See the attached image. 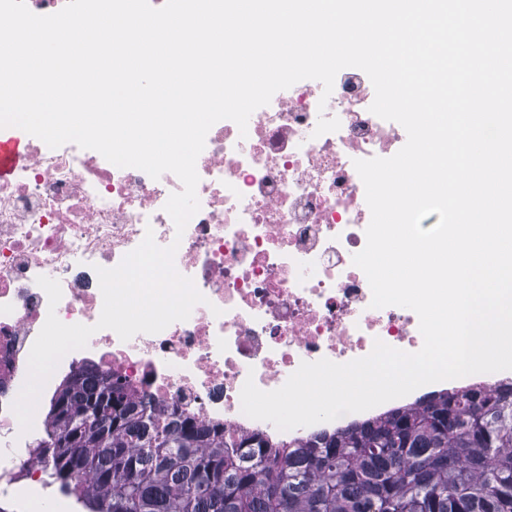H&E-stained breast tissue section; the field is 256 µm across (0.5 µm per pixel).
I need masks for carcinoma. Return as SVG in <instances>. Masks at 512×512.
I'll list each match as a JSON object with an SVG mask.
<instances>
[{
  "label": "carcinoma",
  "mask_w": 512,
  "mask_h": 512,
  "mask_svg": "<svg viewBox=\"0 0 512 512\" xmlns=\"http://www.w3.org/2000/svg\"><path fill=\"white\" fill-rule=\"evenodd\" d=\"M512 387H453L299 441L150 406L81 367L31 449L84 512H512Z\"/></svg>",
  "instance_id": "1"
}]
</instances>
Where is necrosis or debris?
I'll return each mask as SVG.
<instances>
[{"label": "necrosis or debris", "instance_id": "obj_1", "mask_svg": "<svg viewBox=\"0 0 512 512\" xmlns=\"http://www.w3.org/2000/svg\"><path fill=\"white\" fill-rule=\"evenodd\" d=\"M374 87L360 69H342L331 96L316 80L278 91L255 110L246 131L229 120L206 136L196 162L199 211L184 233L164 209L182 184L119 168L68 143L52 149L26 139L25 158L0 179V483L47 499L28 448L43 428L22 432L12 406L27 379L32 346L48 312L68 325H96L103 308L97 268L117 266L146 233L176 246L177 271L204 297L190 317L124 341L98 329L67 353L43 387L86 365L117 372L154 405L273 440L335 429L321 422L288 431L246 416V379L272 391L304 362L346 363L375 341L415 352L423 345L410 309L371 305L364 272L352 263L366 245L371 214L354 162L388 158L406 143L398 123L369 110ZM337 131L314 136L319 116ZM57 280L50 306L36 279ZM26 481H19V472Z\"/></svg>", "mask_w": 512, "mask_h": 512}]
</instances>
